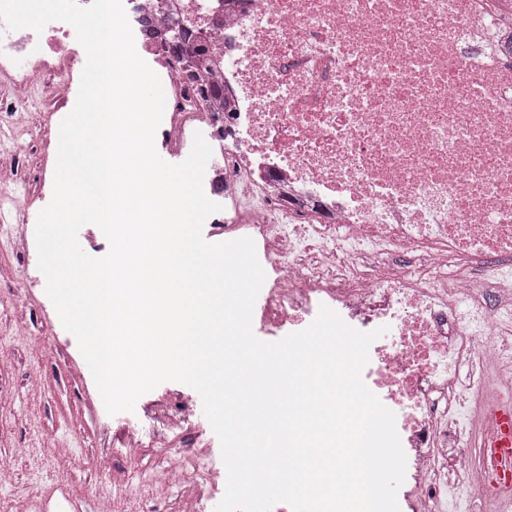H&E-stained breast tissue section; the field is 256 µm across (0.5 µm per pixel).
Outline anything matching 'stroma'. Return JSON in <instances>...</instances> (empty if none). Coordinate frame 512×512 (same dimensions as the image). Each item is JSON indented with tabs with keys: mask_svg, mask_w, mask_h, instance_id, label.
I'll list each match as a JSON object with an SVG mask.
<instances>
[{
	"mask_svg": "<svg viewBox=\"0 0 512 512\" xmlns=\"http://www.w3.org/2000/svg\"><path fill=\"white\" fill-rule=\"evenodd\" d=\"M46 80H39L27 112H0V190L28 200L24 216L0 212V391L11 403L0 408V465L12 470L0 483V512H33V500L53 494L57 466L50 446L70 449L68 488L75 512H95L100 498L122 497L127 484L123 449L138 441L147 471L161 470L172 447L190 448L220 458V444L205 417L172 428L183 400L199 393L178 382H165L145 393L131 412L104 413L91 372L84 365L76 338L62 325L46 293L34 283L38 270L35 225L53 195L59 126L63 113L46 116L51 102ZM27 151L14 152L16 137ZM48 336L49 344L31 355L21 336ZM26 456H16V449ZM112 459V476L100 481L90 462Z\"/></svg>",
	"mask_w": 512,
	"mask_h": 512,
	"instance_id": "1",
	"label": "stroma"
}]
</instances>
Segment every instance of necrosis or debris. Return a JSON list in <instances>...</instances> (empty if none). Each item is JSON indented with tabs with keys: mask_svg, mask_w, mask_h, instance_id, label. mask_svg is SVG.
Masks as SVG:
<instances>
[{
	"mask_svg": "<svg viewBox=\"0 0 512 512\" xmlns=\"http://www.w3.org/2000/svg\"><path fill=\"white\" fill-rule=\"evenodd\" d=\"M503 0H131L128 20H170L208 51L202 79L168 69L164 137L213 145L204 185L224 197L226 240L252 238L267 274L254 316L275 328L327 306L369 348L363 381L394 412L403 512H495L512 461L491 444L512 382V22ZM72 28L10 32L8 109L56 78L67 106ZM222 98L198 95L203 81ZM473 370L462 380V369ZM205 512L207 455L170 458Z\"/></svg>",
	"mask_w": 512,
	"mask_h": 512,
	"instance_id": "4bbe7bcc",
	"label": "necrosis or debris"
}]
</instances>
